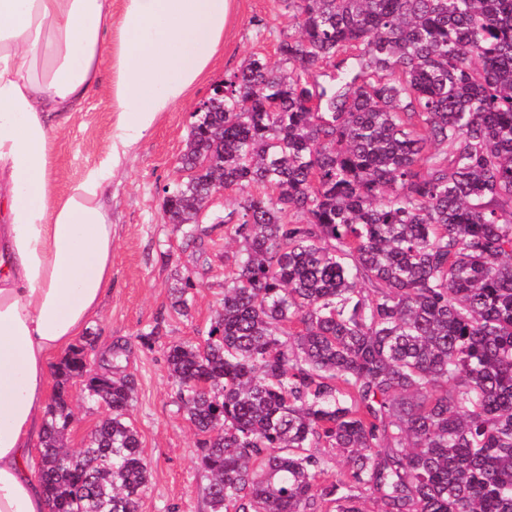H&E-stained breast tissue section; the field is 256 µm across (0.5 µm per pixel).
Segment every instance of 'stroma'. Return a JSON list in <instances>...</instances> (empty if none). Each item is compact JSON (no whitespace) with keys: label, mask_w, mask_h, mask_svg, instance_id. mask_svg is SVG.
Returning <instances> with one entry per match:
<instances>
[{"label":"stroma","mask_w":512,"mask_h":512,"mask_svg":"<svg viewBox=\"0 0 512 512\" xmlns=\"http://www.w3.org/2000/svg\"><path fill=\"white\" fill-rule=\"evenodd\" d=\"M291 31L292 20L282 0H233L224 45L207 72L186 100L164 113L112 173V288L89 326L95 338L88 357L100 361L111 345L125 349L121 372L134 379L137 389L129 417L150 462L138 512H208V480L195 465L198 436L176 399L166 350L175 343L203 340L224 297V255L236 249L226 243L221 224L196 225L197 240L189 242L184 225L164 218L163 188L184 176L180 158L195 106L251 55L277 60L278 42ZM113 109L108 87H100L82 111L57 131V191H65L90 170L106 168L114 134ZM186 276L195 286L190 312L184 316L172 309L171 301L173 286ZM155 325L159 336L152 346H143L139 333ZM69 395L75 421L68 442L79 448L105 410L85 405L80 385H70Z\"/></svg>","instance_id":"stroma-1"}]
</instances>
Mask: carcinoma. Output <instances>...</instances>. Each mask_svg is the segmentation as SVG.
Masks as SVG:
<instances>
[{
    "label": "carcinoma",
    "mask_w": 512,
    "mask_h": 512,
    "mask_svg": "<svg viewBox=\"0 0 512 512\" xmlns=\"http://www.w3.org/2000/svg\"><path fill=\"white\" fill-rule=\"evenodd\" d=\"M284 2L278 60L192 113L164 188L237 244L206 338L167 351L209 512H512V0ZM93 340L55 366L38 474L49 512H138L128 376L82 381L112 414L66 446Z\"/></svg>",
    "instance_id": "obj_1"
}]
</instances>
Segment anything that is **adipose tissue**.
<instances>
[{
	"mask_svg": "<svg viewBox=\"0 0 512 512\" xmlns=\"http://www.w3.org/2000/svg\"><path fill=\"white\" fill-rule=\"evenodd\" d=\"M232 0H0V512H48L31 466L50 364L112 286L108 172L181 103ZM112 71L108 171L56 193L55 133Z\"/></svg>",
	"mask_w": 512,
	"mask_h": 512,
	"instance_id": "obj_1",
	"label": "adipose tissue"
}]
</instances>
